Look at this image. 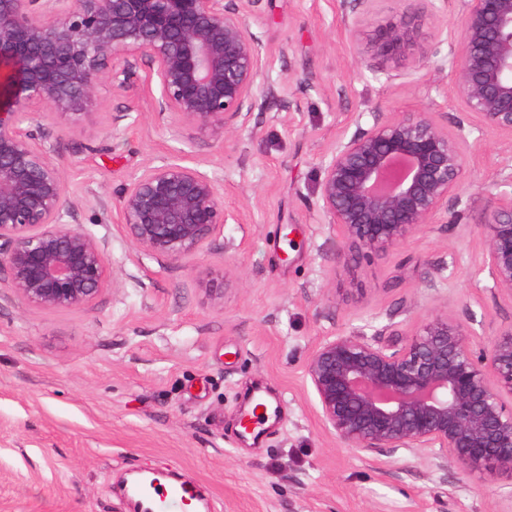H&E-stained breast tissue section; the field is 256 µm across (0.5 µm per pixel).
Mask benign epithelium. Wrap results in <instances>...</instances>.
Instances as JSON below:
<instances>
[{
  "label": "benign epithelium",
  "instance_id": "obj_1",
  "mask_svg": "<svg viewBox=\"0 0 512 512\" xmlns=\"http://www.w3.org/2000/svg\"><path fill=\"white\" fill-rule=\"evenodd\" d=\"M254 0H0V284L23 303L63 310L90 305L110 285L101 244L71 224L75 204L43 124L49 106L68 124L104 80L157 92V112L205 134L243 128L266 67L251 28ZM394 23L386 53L412 40ZM116 56L125 61L109 66ZM147 66L139 74L138 62ZM462 111L509 137L512 149V0H461L446 56ZM321 156L317 203L350 250L387 252L449 217L469 133L429 111L372 113L373 123ZM481 225L491 288L512 299V155L496 171ZM218 179L177 159L148 163L121 189L117 223L142 253L182 261L224 224ZM324 425L361 452L437 448L465 475L512 473V326L488 351L464 326L435 314L400 347L362 332L321 343L305 366Z\"/></svg>",
  "mask_w": 512,
  "mask_h": 512
}]
</instances>
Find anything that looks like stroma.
Returning <instances> with one entry per match:
<instances>
[{"label": "stroma", "instance_id": "35a3bbf8", "mask_svg": "<svg viewBox=\"0 0 512 512\" xmlns=\"http://www.w3.org/2000/svg\"><path fill=\"white\" fill-rule=\"evenodd\" d=\"M362 20L351 35L347 18ZM409 19L412 42L378 36ZM252 30L266 82L244 130L201 133L158 115L154 94L101 83L78 127L53 114L74 223L95 237L111 284L90 306L49 310L0 288V512H126L127 476L158 471L197 487L200 512H512V475L478 483L434 452L364 453L325 427L305 375L342 333L403 345L432 314L489 344L512 326V299L483 268L488 186L505 137L472 130L454 224H432L387 253L350 252L317 205L322 149L372 111L429 110L471 126L421 0H256ZM131 121L113 127L112 115ZM163 157L217 176L229 216L175 262L137 251L118 195ZM268 405L242 435L245 409Z\"/></svg>", "mask_w": 512, "mask_h": 512}]
</instances>
